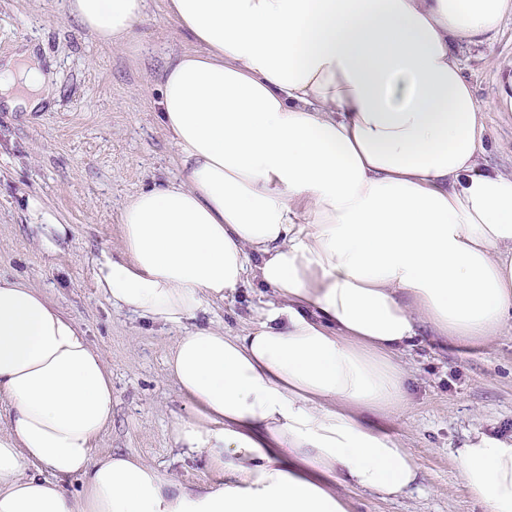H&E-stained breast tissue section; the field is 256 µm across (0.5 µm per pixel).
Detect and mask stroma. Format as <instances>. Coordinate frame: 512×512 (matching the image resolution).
Segmentation results:
<instances>
[{"label":"stroma","instance_id":"obj_1","mask_svg":"<svg viewBox=\"0 0 512 512\" xmlns=\"http://www.w3.org/2000/svg\"><path fill=\"white\" fill-rule=\"evenodd\" d=\"M24 43L36 44L54 90L39 112L0 106V275L42 288L111 365L112 423L97 453L138 455L186 483L209 479L207 461L180 456L169 436L183 410L164 367L178 329L113 309L94 284L91 263L101 250L120 248V214L136 193L181 176L160 121L159 76L198 46L167 17L165 0H148L123 48L100 44L68 0H0V61ZM455 53L483 107L480 162L511 172L512 108L494 99L500 73L512 65V15L492 43H461ZM31 195L68 225L66 238L47 239L32 223ZM269 298L254 281L197 320L236 332ZM404 360L411 407L391 426L423 477L412 494L392 501L353 494V512H481L461 487L453 451L478 433L512 437V319L486 347L456 353L424 345Z\"/></svg>","mask_w":512,"mask_h":512}]
</instances>
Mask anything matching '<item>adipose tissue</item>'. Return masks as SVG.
Returning <instances> with one entry per match:
<instances>
[{
  "label": "adipose tissue",
  "mask_w": 512,
  "mask_h": 512,
  "mask_svg": "<svg viewBox=\"0 0 512 512\" xmlns=\"http://www.w3.org/2000/svg\"><path fill=\"white\" fill-rule=\"evenodd\" d=\"M68 7L121 47L146 0ZM167 11L200 46L161 83L183 177L127 203L122 247L92 274L116 309L184 328L166 369L188 412L170 435L217 478L96 454L109 364L45 292L0 276V512H351L352 489L410 494L420 468L388 426L410 402L404 354L485 346L512 317V174L479 164L454 54L490 41L512 0ZM50 91L34 46L0 65L8 109ZM253 278L272 298L244 329L196 323ZM453 459L482 512H512V439L476 434Z\"/></svg>",
  "instance_id": "ef3b65f1"
}]
</instances>
